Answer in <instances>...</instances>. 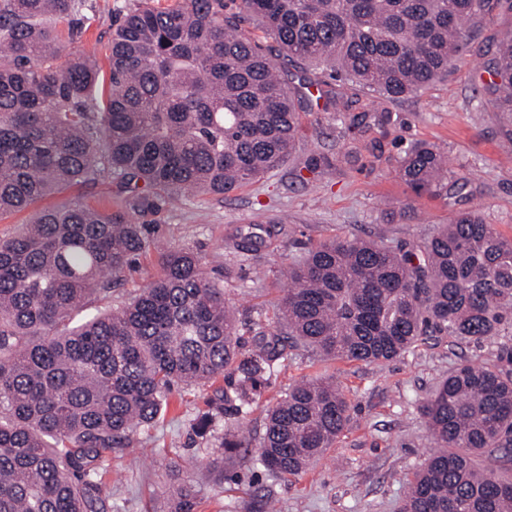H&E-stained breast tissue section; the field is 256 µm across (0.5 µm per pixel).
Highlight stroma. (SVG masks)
Segmentation results:
<instances>
[{
	"label": "stroma",
	"mask_w": 512,
	"mask_h": 512,
	"mask_svg": "<svg viewBox=\"0 0 512 512\" xmlns=\"http://www.w3.org/2000/svg\"><path fill=\"white\" fill-rule=\"evenodd\" d=\"M140 0H86V31L72 50L106 68L105 46L116 19ZM512 25V14L497 8L468 23V45L446 79L418 93L387 102L389 124L351 128L353 116L370 111L374 96L351 83L341 90L340 106L309 98L300 108L296 144L284 163L228 194H187L140 213L152 248L143 252L111 294L96 299L93 310H107L157 272L160 248H189L202 259L206 275L224 283V295L240 322L272 311L286 283L280 265L332 235L359 237L391 246L429 237L461 211L480 213L487 223L512 236V115L497 111L486 87L497 52L498 33ZM241 27L263 48L292 86L301 80L328 83L325 66L287 58L275 39L255 20ZM435 144L448 158L461 191L451 195L414 194L398 178L397 165L410 143ZM135 188L119 175L101 172L96 180L74 184L42 199L45 207L80 199L92 208H114L134 199ZM413 207L415 220L389 223L385 215ZM260 215L271 217V246L259 262L228 253L224 243L246 232ZM290 233H277L278 220ZM500 342L460 343L428 336L399 358L366 364L320 359L308 348L290 349L270 377L257 405L248 412L228 409L212 414L206 437L193 430L209 412L215 388L173 393L165 415L139 429L130 448H116L101 461L105 489L103 512H170L171 494L181 480L195 485L194 512H398L406 484L431 452L420 407L438 383L463 362L494 358ZM315 377L335 381L353 409L346 430L321 460L300 476L283 479L257 461L255 444L265 410L289 385ZM235 429L251 445L218 461L225 429ZM182 474L169 473L172 463Z\"/></svg>",
	"instance_id": "obj_1"
}]
</instances>
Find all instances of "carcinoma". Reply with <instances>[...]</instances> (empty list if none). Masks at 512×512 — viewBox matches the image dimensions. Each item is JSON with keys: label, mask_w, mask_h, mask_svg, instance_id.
<instances>
[{"label": "carcinoma", "mask_w": 512, "mask_h": 512, "mask_svg": "<svg viewBox=\"0 0 512 512\" xmlns=\"http://www.w3.org/2000/svg\"><path fill=\"white\" fill-rule=\"evenodd\" d=\"M86 0H0V214L108 168L143 185L136 203L35 211L0 238V512H97L102 453L133 446L176 385L234 377L212 404L248 411L286 360L287 340L324 358L394 359L425 336L480 343L512 329V238L460 212L404 250L329 237L284 266L288 289L257 313L242 344L224 285L185 248L159 252V274L110 312L88 314L146 251L137 212L183 191L224 195L291 153L300 124L277 67L224 0L141 6L115 23L109 87L71 51ZM292 60L378 95L373 111L448 76L464 21L490 0H242ZM70 56L64 67L56 65ZM492 105L512 112V27L493 63ZM446 157L411 144L398 177L416 193L453 190ZM259 216L233 249L267 247ZM506 364H462L421 408L434 451L399 512H512V350ZM350 401L335 382L296 383L267 411L258 462L296 476L332 447ZM250 442L226 429L231 456ZM179 484L171 512H193Z\"/></svg>", "instance_id": "cac0c4a2"}]
</instances>
